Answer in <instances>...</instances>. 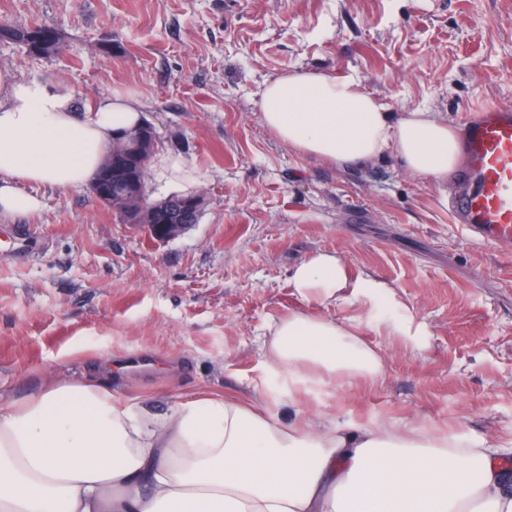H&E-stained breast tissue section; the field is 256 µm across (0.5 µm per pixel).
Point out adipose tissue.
Segmentation results:
<instances>
[{
  "label": "adipose tissue",
  "instance_id": "ef3b65f1",
  "mask_svg": "<svg viewBox=\"0 0 512 512\" xmlns=\"http://www.w3.org/2000/svg\"><path fill=\"white\" fill-rule=\"evenodd\" d=\"M260 112L288 148L340 166L391 154L439 181L455 167L456 128L422 110L392 117L352 76H281ZM141 119L128 90L81 112L56 83L0 85V222L37 214L39 188L89 185L114 139ZM153 170L167 187L198 183L189 157L158 155ZM291 285L329 308L358 306L376 335L426 333L399 316L386 283L349 278L336 256L300 263ZM266 354L292 399L334 382H387L379 349L345 319L288 315ZM511 450L377 420L286 426L265 403L220 396L158 413L113 400L111 378H56L0 406V512H512Z\"/></svg>",
  "mask_w": 512,
  "mask_h": 512
}]
</instances>
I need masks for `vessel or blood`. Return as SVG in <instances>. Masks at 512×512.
Instances as JSON below:
<instances>
[{
    "label": "vessel or blood",
    "mask_w": 512,
    "mask_h": 512,
    "mask_svg": "<svg viewBox=\"0 0 512 512\" xmlns=\"http://www.w3.org/2000/svg\"><path fill=\"white\" fill-rule=\"evenodd\" d=\"M452 209L456 220L483 243L512 246L511 108H485L468 124Z\"/></svg>",
    "instance_id": "obj_1"
}]
</instances>
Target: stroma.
Instances as JSON below:
<instances>
[{"instance_id":"1","label":"stroma","mask_w":512,"mask_h":512,"mask_svg":"<svg viewBox=\"0 0 512 512\" xmlns=\"http://www.w3.org/2000/svg\"><path fill=\"white\" fill-rule=\"evenodd\" d=\"M65 34L43 57L0 39V84L51 81L79 110L135 92L158 152L192 157L205 203L169 241L123 223L89 188L39 189L40 212L0 222V392L103 372L112 394L158 408L203 393L295 419L265 343L291 313L359 319L291 286L318 253L392 286L428 336L360 326L388 381L321 392L302 410L340 423L424 426L463 439L512 437V250L469 239L447 182L395 156L343 167L297 153L261 119L260 93L302 71L357 75L401 114L424 106L457 128L512 104V0H0V21ZM123 51L104 57L99 40ZM22 231L23 244L11 234Z\"/></svg>"}]
</instances>
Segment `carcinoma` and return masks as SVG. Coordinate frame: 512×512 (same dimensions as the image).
Here are the masks:
<instances>
[{"label":"carcinoma","instance_id":"cac0c4a2","mask_svg":"<svg viewBox=\"0 0 512 512\" xmlns=\"http://www.w3.org/2000/svg\"><path fill=\"white\" fill-rule=\"evenodd\" d=\"M0 38L9 39L23 45L34 57L47 56L61 49L64 35L56 28L46 25H33L16 28L0 23ZM150 160L144 153L124 155L120 158H106L102 168L112 171V197H121L123 203L130 209L142 214L145 224L153 223L148 217V205L151 203L148 187V166ZM180 196L171 195L163 199L169 205L172 214L182 224H195L199 214H187L179 206Z\"/></svg>","mask_w":512,"mask_h":512}]
</instances>
